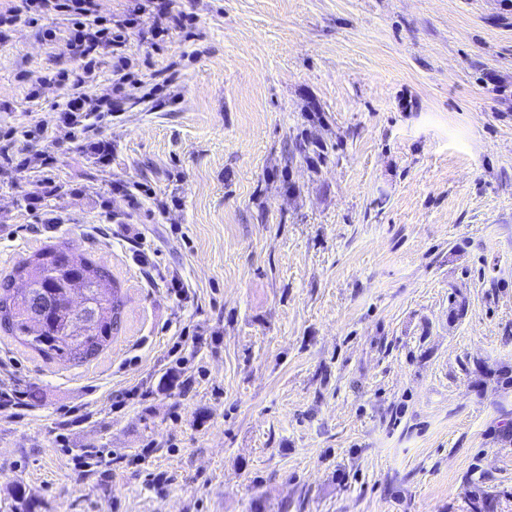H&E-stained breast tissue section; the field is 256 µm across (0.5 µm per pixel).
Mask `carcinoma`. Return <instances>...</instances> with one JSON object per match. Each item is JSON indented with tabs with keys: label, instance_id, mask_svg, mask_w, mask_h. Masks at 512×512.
<instances>
[{
	"label": "carcinoma",
	"instance_id": "1",
	"mask_svg": "<svg viewBox=\"0 0 512 512\" xmlns=\"http://www.w3.org/2000/svg\"><path fill=\"white\" fill-rule=\"evenodd\" d=\"M75 288L88 301L83 309L71 305ZM35 295L46 304L41 319L30 311ZM124 308L110 269L62 242L44 244L0 280V329L23 336V345L48 360L80 365L97 358L122 329Z\"/></svg>",
	"mask_w": 512,
	"mask_h": 512
}]
</instances>
